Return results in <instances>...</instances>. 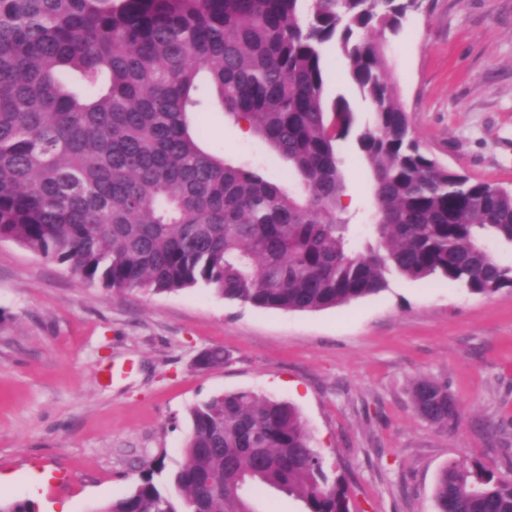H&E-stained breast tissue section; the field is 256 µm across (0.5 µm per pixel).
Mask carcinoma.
I'll return each mask as SVG.
<instances>
[{"instance_id": "carcinoma-1", "label": "carcinoma", "mask_w": 512, "mask_h": 512, "mask_svg": "<svg viewBox=\"0 0 512 512\" xmlns=\"http://www.w3.org/2000/svg\"><path fill=\"white\" fill-rule=\"evenodd\" d=\"M423 0H0V241L85 284L172 293L206 287L262 309L309 312L439 277L470 293L512 288L486 241L512 244V191L429 155L386 74L377 33ZM368 100L325 92L333 64ZM206 75L224 119L288 163L287 179L204 150L190 115ZM368 166L375 243L339 207V143ZM440 429L460 405L437 380L412 386ZM174 492L141 480L95 512H255L250 492L304 512H351L342 477L289 403L216 393L190 409ZM435 512H512V477L478 463L439 473ZM254 509L258 512H302L301 501L295 496L275 490H264L257 496Z\"/></svg>"}]
</instances>
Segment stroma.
<instances>
[{
  "label": "stroma",
  "mask_w": 512,
  "mask_h": 512,
  "mask_svg": "<svg viewBox=\"0 0 512 512\" xmlns=\"http://www.w3.org/2000/svg\"><path fill=\"white\" fill-rule=\"evenodd\" d=\"M381 40L387 77L427 152L449 169L512 188V0H423ZM202 144L225 160L286 168L259 137L203 104ZM343 207L367 237L373 198L353 140L340 144ZM223 365L197 369L200 353ZM434 378L462 407L444 430L416 414L415 380ZM249 390L294 405L352 512H433L440 471L475 461L512 473V288L471 294L441 278L310 312L261 309L203 286L118 292L0 242V498L37 512H95L163 458L184 461L190 409Z\"/></svg>",
  "instance_id": "1"
}]
</instances>
